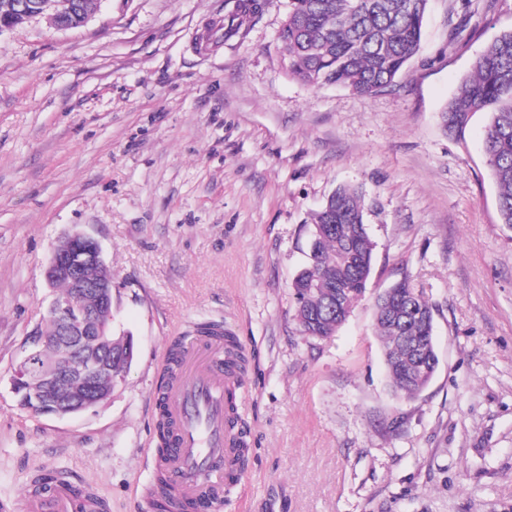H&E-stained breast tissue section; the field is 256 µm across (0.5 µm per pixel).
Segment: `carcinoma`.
<instances>
[{
	"label": "carcinoma",
	"mask_w": 512,
	"mask_h": 512,
	"mask_svg": "<svg viewBox=\"0 0 512 512\" xmlns=\"http://www.w3.org/2000/svg\"><path fill=\"white\" fill-rule=\"evenodd\" d=\"M428 0H289V11L278 39L288 58V73L302 83L335 85L359 95H372L393 84L401 70L419 53ZM254 14L241 0L224 14V37L239 33ZM477 112L491 114L485 153L496 186L501 223L512 227V30L502 32L481 54L458 94L442 110L446 131L456 133ZM365 198L353 185L336 189L312 218L309 262L293 279L295 318L305 336L328 338L346 321L336 302L338 287L356 275L370 278L374 252L364 222ZM350 243L358 253L354 271L344 253ZM396 305L411 301L394 319L376 318L377 334L390 385L399 399L421 392L412 380L414 359L407 351H392L399 337L417 344H435L432 308L408 279L386 289L376 300ZM112 384L130 370L135 357L132 336H113Z\"/></svg>",
	"instance_id": "obj_1"
}]
</instances>
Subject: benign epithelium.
Returning a JSON list of instances; mask_svg holds the SVG:
<instances>
[{
	"label": "benign epithelium",
	"instance_id": "7a95c632",
	"mask_svg": "<svg viewBox=\"0 0 512 512\" xmlns=\"http://www.w3.org/2000/svg\"><path fill=\"white\" fill-rule=\"evenodd\" d=\"M38 16L49 18L57 30L70 28L58 17L56 0H0V33ZM90 266H105L101 248L77 231L59 240L47 263V283L65 276L71 292L52 299L46 315L55 321L54 329L30 341L27 355L12 371L11 389L28 411L66 417L112 397V392L97 389L112 381V361L107 358L112 351V274L90 279L85 275ZM49 343L63 346L65 355L46 360L43 350Z\"/></svg>",
	"mask_w": 512,
	"mask_h": 512
}]
</instances>
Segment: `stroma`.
I'll list each match as a JSON object with an SVG mask.
<instances>
[{
  "label": "stroma",
  "mask_w": 512,
  "mask_h": 512,
  "mask_svg": "<svg viewBox=\"0 0 512 512\" xmlns=\"http://www.w3.org/2000/svg\"><path fill=\"white\" fill-rule=\"evenodd\" d=\"M224 5L99 0L79 28L38 17L0 32V502L47 468L108 512H145L167 343L207 323L248 355L251 450L223 512H512V227L488 113L453 134L439 119L512 29V0H430L419 54L370 96L289 76L288 0L228 40L213 30ZM344 183L365 193L374 269L336 334L312 338L290 282L313 213ZM73 231L98 241L113 327L137 356L106 404L57 418L21 409L9 378ZM404 278L432 306L439 365L400 401L373 302Z\"/></svg>",
  "instance_id": "1"
}]
</instances>
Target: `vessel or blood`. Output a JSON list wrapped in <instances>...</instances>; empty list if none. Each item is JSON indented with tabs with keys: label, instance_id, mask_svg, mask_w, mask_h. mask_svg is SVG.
<instances>
[{
	"label": "vessel or blood",
	"instance_id": "b4317fda",
	"mask_svg": "<svg viewBox=\"0 0 512 512\" xmlns=\"http://www.w3.org/2000/svg\"><path fill=\"white\" fill-rule=\"evenodd\" d=\"M243 355V346L227 341L219 325L188 329L171 339L162 383L153 394L169 447L151 455L158 484L144 488L143 500L163 501L166 512H189L198 502L221 512L224 494L239 483L247 456L243 419L231 407L245 386ZM20 508L102 512L104 500L88 486L47 476L32 484Z\"/></svg>",
	"mask_w": 512,
	"mask_h": 512
}]
</instances>
